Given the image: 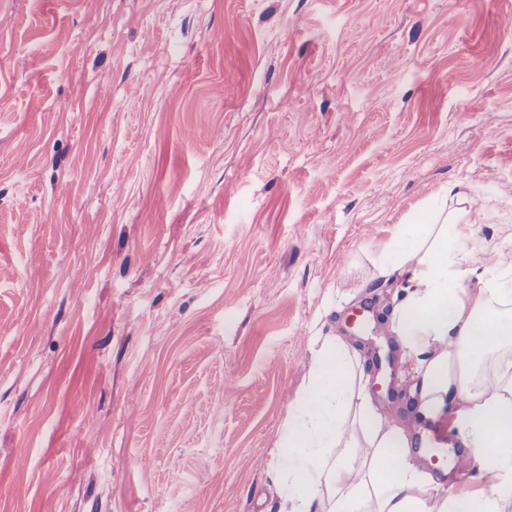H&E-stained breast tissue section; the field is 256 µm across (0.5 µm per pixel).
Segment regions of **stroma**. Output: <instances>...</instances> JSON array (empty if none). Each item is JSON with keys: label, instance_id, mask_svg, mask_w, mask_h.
I'll use <instances>...</instances> for the list:
<instances>
[{"label": "stroma", "instance_id": "1", "mask_svg": "<svg viewBox=\"0 0 512 512\" xmlns=\"http://www.w3.org/2000/svg\"><path fill=\"white\" fill-rule=\"evenodd\" d=\"M512 0H0V512H266L317 337L430 447L386 246L512 261ZM442 486L490 495L458 449Z\"/></svg>", "mask_w": 512, "mask_h": 512}]
</instances>
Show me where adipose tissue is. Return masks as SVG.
Wrapping results in <instances>:
<instances>
[{
	"label": "adipose tissue",
	"mask_w": 512,
	"mask_h": 512,
	"mask_svg": "<svg viewBox=\"0 0 512 512\" xmlns=\"http://www.w3.org/2000/svg\"><path fill=\"white\" fill-rule=\"evenodd\" d=\"M443 195L455 209L400 225L381 270L401 280L389 328L416 378L417 417L434 423L456 410L458 440L492 471L494 495L428 497L433 478L413 461L404 431L375 417L358 356L324 336L309 383L288 407V452L273 468L283 490L268 512H512V289L503 285L512 263L465 287L448 231L467 222V198L455 184ZM487 365L489 385L480 378Z\"/></svg>",
	"instance_id": "ef3b65f1"
}]
</instances>
